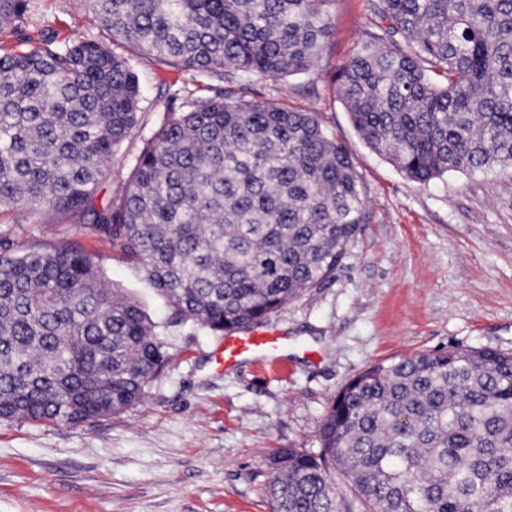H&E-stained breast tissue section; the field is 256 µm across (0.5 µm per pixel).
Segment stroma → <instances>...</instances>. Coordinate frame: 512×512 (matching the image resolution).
Here are the masks:
<instances>
[{
    "label": "stroma",
    "mask_w": 512,
    "mask_h": 512,
    "mask_svg": "<svg viewBox=\"0 0 512 512\" xmlns=\"http://www.w3.org/2000/svg\"><path fill=\"white\" fill-rule=\"evenodd\" d=\"M375 0H332L334 35L316 69L252 83L249 97L318 113L365 184L363 225L335 276L270 316L288 336L287 378L260 359L216 370L222 337L174 319L142 270L80 224H41L0 210L16 245L77 243L161 326L168 363L128 411L78 424L0 419V512H272L267 460L278 448L318 451L333 397L374 364L415 353H512V176L450 172L410 181L355 130L335 78ZM28 30L108 41L76 0H30ZM145 95L133 141L112 161L104 204L129 176L185 74L133 61Z\"/></svg>",
    "instance_id": "1"
}]
</instances>
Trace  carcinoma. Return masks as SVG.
Masks as SVG:
<instances>
[{"instance_id": "cac0c4a2", "label": "carcinoma", "mask_w": 512, "mask_h": 512, "mask_svg": "<svg viewBox=\"0 0 512 512\" xmlns=\"http://www.w3.org/2000/svg\"><path fill=\"white\" fill-rule=\"evenodd\" d=\"M149 66L209 74L96 203L135 133L129 56L53 31L9 43L30 0H0V208L89 224L173 315L226 334L319 288L368 222L361 175L319 115L220 82L310 71L332 0H77ZM339 73L364 142L408 179L512 174V0H377ZM160 325L65 243L0 241V419L77 424L143 401L168 357ZM317 452L280 448L273 512H512V355L452 348L372 366L335 396Z\"/></svg>"}]
</instances>
